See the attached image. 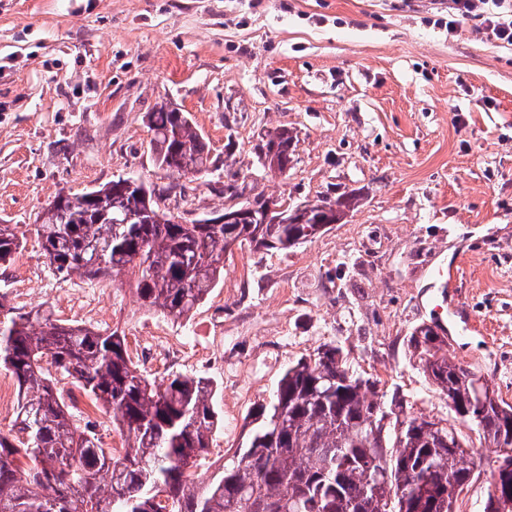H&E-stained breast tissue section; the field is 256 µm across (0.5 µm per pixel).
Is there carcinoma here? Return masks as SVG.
<instances>
[{
    "instance_id": "cac0c4a2",
    "label": "carcinoma",
    "mask_w": 512,
    "mask_h": 512,
    "mask_svg": "<svg viewBox=\"0 0 512 512\" xmlns=\"http://www.w3.org/2000/svg\"><path fill=\"white\" fill-rule=\"evenodd\" d=\"M145 121L159 168L195 180L209 173L210 147L186 113L161 104ZM273 151L288 168L294 148L283 127L266 135L258 158ZM185 188L118 177L88 200L51 204L36 225L44 255L64 277L94 282L127 272L142 307L181 322L224 279L233 246L291 249L309 241L303 229L358 204L343 193L303 203V224H272L247 202L234 223L184 224L158 200ZM18 248L16 227L0 224V264ZM410 342L453 419L490 446H512V404L443 352L447 341L433 327H416ZM340 355L323 344L289 366L270 399L254 404L232 457L197 483L219 424L213 380L171 374L159 384L134 365L124 333L66 324L47 307L24 311L1 295L0 369L16 381L18 403L0 430V512H157L160 493L170 512H452L481 464L477 453L454 425L438 428L422 415L404 417L388 443L377 383L350 373ZM59 375L109 414L123 451L103 447L90 423L74 422ZM507 497L512 472L483 512H512Z\"/></svg>"
}]
</instances>
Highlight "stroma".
<instances>
[{
  "label": "stroma",
  "instance_id": "35a3bbf8",
  "mask_svg": "<svg viewBox=\"0 0 512 512\" xmlns=\"http://www.w3.org/2000/svg\"><path fill=\"white\" fill-rule=\"evenodd\" d=\"M448 0H0V224L23 246L0 266L11 305L124 332L145 374L216 381L208 480L244 419L289 365L337 346L411 415L450 418L410 345L430 323L427 286L444 265L479 326L450 352L512 403V46L472 17L449 32ZM189 113L213 167L166 210L190 221L255 196L296 205L342 193L358 207L296 248L233 249L191 318L144 310L129 276L55 273L35 220L60 192L118 176L162 187L144 115ZM288 126L286 173L255 150ZM236 182L239 196L224 185ZM79 421L105 447L123 436L70 380ZM456 503L483 512L497 448Z\"/></svg>",
  "mask_w": 512,
  "mask_h": 512
}]
</instances>
